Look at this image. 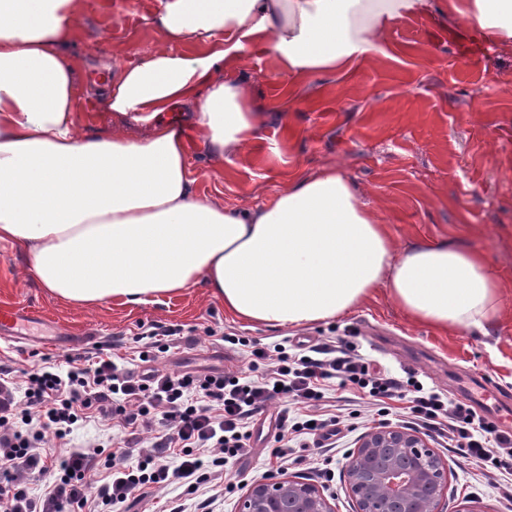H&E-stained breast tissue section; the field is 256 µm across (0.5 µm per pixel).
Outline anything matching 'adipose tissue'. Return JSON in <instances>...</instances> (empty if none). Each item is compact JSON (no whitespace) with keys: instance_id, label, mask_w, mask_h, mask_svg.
Masks as SVG:
<instances>
[{"instance_id":"obj_1","label":"adipose tissue","mask_w":512,"mask_h":512,"mask_svg":"<svg viewBox=\"0 0 512 512\" xmlns=\"http://www.w3.org/2000/svg\"><path fill=\"white\" fill-rule=\"evenodd\" d=\"M168 40L113 66L109 110L149 126L80 133L77 0H0V242L22 245L54 296L78 305H140L204 282L226 311L292 326L334 318L384 287L413 322L489 335L502 279L488 258L448 239L400 248L341 169L288 184L268 205L231 209L195 191L187 136L162 116L195 110V137L237 153L261 124L248 89L222 76L250 39L271 38L290 72L339 71L387 26L437 0H162ZM448 12L512 40V0H448Z\"/></svg>"}]
</instances>
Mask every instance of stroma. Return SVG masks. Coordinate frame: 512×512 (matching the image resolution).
Segmentation results:
<instances>
[{
  "label": "stroma",
  "instance_id": "35a3bbf8",
  "mask_svg": "<svg viewBox=\"0 0 512 512\" xmlns=\"http://www.w3.org/2000/svg\"><path fill=\"white\" fill-rule=\"evenodd\" d=\"M160 10L161 0H80L71 50L80 59L84 133L105 136L120 127L133 139L148 135L146 126L105 107L97 81L107 57L135 65L158 47L198 52L190 41L167 42L154 22ZM483 39L478 28L454 25L447 16L414 13L389 25L367 57L306 78L284 71L270 42L248 44L224 76L250 88L262 118L258 140L224 156L194 144L189 160L198 193L228 208L270 203L288 184L340 167L398 246L453 238L497 267L506 293L500 323L489 335L414 323L383 287L346 315L302 326L240 321L202 284L139 306L80 307L49 294L26 251L1 242L0 306L29 309L73 342L61 348L39 341L35 327L31 339L0 340V366L20 371L43 362L59 365L65 356L102 350L140 373L135 347L141 325H176L183 338L155 363L169 373L241 375L248 371L246 342L305 348L336 340L376 367L415 376L425 389L453 401L470 403L468 378L477 375L491 381L499 404H512V41L493 42L486 56L469 51V44ZM234 336L239 344H231ZM277 411L273 404L253 418L248 453L228 465L214 487L189 495L172 485L150 502H126L119 512H240L266 469L274 444L269 422ZM375 427L372 421L357 425L323 457L311 448L295 449L275 480L319 486L334 512H355L345 457ZM423 436L448 469L442 512H512L499 476L474 475L447 439L428 430ZM326 460L335 476L322 483L314 469Z\"/></svg>",
  "mask_w": 512,
  "mask_h": 512
}]
</instances>
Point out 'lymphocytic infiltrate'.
Wrapping results in <instances>:
<instances>
[{
  "instance_id": "lymphocytic-infiltrate-1",
  "label": "lymphocytic infiltrate",
  "mask_w": 512,
  "mask_h": 512,
  "mask_svg": "<svg viewBox=\"0 0 512 512\" xmlns=\"http://www.w3.org/2000/svg\"><path fill=\"white\" fill-rule=\"evenodd\" d=\"M250 354L251 373L242 377L138 375L109 359L69 355L65 368L34 367L17 383L0 367V512H112L152 487L176 483L195 492L243 455L250 420L276 400L286 406L277 414L269 456L283 464L293 445L337 434L339 416L316 411L331 389L360 393L382 417L389 401H406L414 421L447 431L466 461L501 475L512 497V432L491 426L470 406L378 371L330 341L295 353L256 345ZM267 359L271 368L258 373ZM91 417L159 436L130 466L120 447H71L74 426ZM40 480L46 487L37 494L31 485Z\"/></svg>"
}]
</instances>
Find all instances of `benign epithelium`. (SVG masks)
Returning a JSON list of instances; mask_svg holds the SVG:
<instances>
[{
    "instance_id": "7a95c632",
    "label": "benign epithelium",
    "mask_w": 512,
    "mask_h": 512,
    "mask_svg": "<svg viewBox=\"0 0 512 512\" xmlns=\"http://www.w3.org/2000/svg\"><path fill=\"white\" fill-rule=\"evenodd\" d=\"M356 512H441L446 468L418 432L382 427L367 433L345 467ZM241 512H335L314 486L258 481Z\"/></svg>"
}]
</instances>
